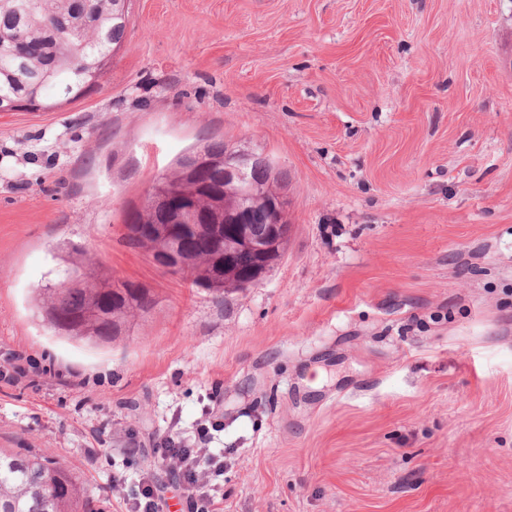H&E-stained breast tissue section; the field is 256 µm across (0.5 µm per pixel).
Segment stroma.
<instances>
[{
	"instance_id": "1",
	"label": "stroma",
	"mask_w": 512,
	"mask_h": 512,
	"mask_svg": "<svg viewBox=\"0 0 512 512\" xmlns=\"http://www.w3.org/2000/svg\"><path fill=\"white\" fill-rule=\"evenodd\" d=\"M219 140L284 173L290 224L224 299L125 231ZM63 241L150 290L130 331L44 320ZM209 410L220 512H512V0H130L87 96L0 112V448L183 512L155 450ZM130 512H162L163 503L159 490H154L146 481H140L128 495Z\"/></svg>"
}]
</instances>
